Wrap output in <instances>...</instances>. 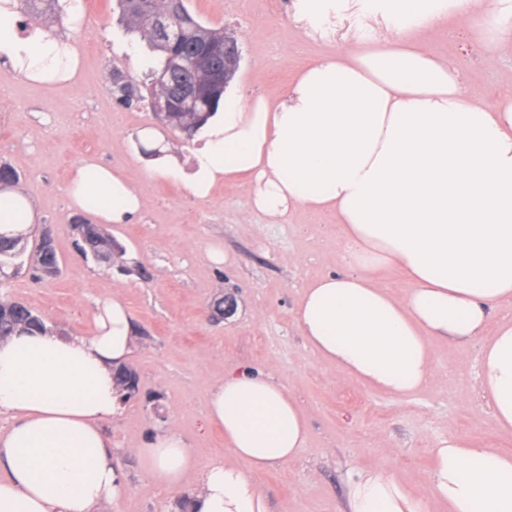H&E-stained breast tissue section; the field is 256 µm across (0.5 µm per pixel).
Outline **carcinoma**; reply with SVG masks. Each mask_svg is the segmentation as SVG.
Here are the masks:
<instances>
[{
	"instance_id": "carcinoma-1",
	"label": "carcinoma",
	"mask_w": 512,
	"mask_h": 512,
	"mask_svg": "<svg viewBox=\"0 0 512 512\" xmlns=\"http://www.w3.org/2000/svg\"><path fill=\"white\" fill-rule=\"evenodd\" d=\"M119 23L128 33L138 34L146 40L151 51L156 53L155 66L150 68V82L136 85L128 81V88L119 90L112 88V93L120 100H137L148 108H153L155 100L168 91L177 93L187 77H192L198 84L205 86L209 75L200 69L192 57L179 50L172 43H164L155 35L151 27V19L170 14L184 25L182 40L192 43L202 37L219 42L224 36V29L208 26L200 18L190 12L187 0H115ZM61 16L65 14V5L59 0H20V11L23 20L19 25L26 28H41L44 26V16L47 11ZM223 93L206 94L193 100L177 99L173 111L159 112L158 118L162 123L179 132L185 139H192L198 129L217 111ZM76 236L80 255L98 263L112 264L114 255L122 254L124 247L114 238L106 226L90 224L77 217L69 225ZM26 242L20 238L0 236V272L10 268L17 274L26 269L32 278L45 282L55 278L60 270V259L54 246L52 236L44 232L35 246L34 261L24 266ZM43 331L50 329L45 319L25 303L17 300H0V339L12 335L18 330ZM135 374L124 367L117 370L116 380L120 387L121 397L126 399L135 393L131 389L132 378Z\"/></svg>"
}]
</instances>
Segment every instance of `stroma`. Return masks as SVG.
<instances>
[{"label":"stroma","mask_w":512,"mask_h":512,"mask_svg":"<svg viewBox=\"0 0 512 512\" xmlns=\"http://www.w3.org/2000/svg\"><path fill=\"white\" fill-rule=\"evenodd\" d=\"M271 2H187L201 20L235 31L242 59L229 89L244 100L284 89L298 69L339 44L332 36H308ZM112 7V0H88L80 18L48 21L47 34L79 56L70 82L27 83L0 62V165L18 173L19 190L39 224L51 228L60 258L59 274L45 283L24 273L0 277V299L25 302L66 334H90L93 311L115 296L132 320L136 348L127 366L138 392L103 424L127 477L112 512H185L197 478L166 492L146 475L136 450L153 431L171 427L199 464L227 456L223 431L204 424L207 401L214 382L244 368L289 390L310 423L299 456L260 477L269 512H342L356 468L389 470L414 495L427 497L430 450L447 435L512 453V434L495 427L482 391L483 338L433 343L435 377L404 398L348 376L306 343L292 316L303 288L351 270L332 219L299 209L287 223L269 224L251 212L243 184H220L199 198L148 170L138 142L141 129L156 122L143 105L117 103L112 71L142 80L151 52L145 40L125 33ZM461 28L446 21L425 45L467 70L470 92L495 105L512 89V48L483 60L474 42L454 39ZM91 159L123 175L143 199L137 223L110 227L125 249L112 267L84 260L68 229L79 215L97 220L66 194L77 168ZM215 246L223 263L209 256ZM227 295L235 299L234 313L207 321L206 308Z\"/></svg>","instance_id":"obj_1"}]
</instances>
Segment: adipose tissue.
<instances>
[{"label":"adipose tissue","instance_id":"obj_1","mask_svg":"<svg viewBox=\"0 0 512 512\" xmlns=\"http://www.w3.org/2000/svg\"><path fill=\"white\" fill-rule=\"evenodd\" d=\"M0 0V58L32 83L72 78L79 58L36 30L20 36ZM374 21L372 36L345 38L301 68L277 99L228 98L195 136L186 188L204 197L244 182L253 210L285 223L302 208L335 216L354 274L320 277L294 318L318 356L372 388L411 395L434 377L429 342L483 335L492 311L512 302V92L487 106L467 77L419 40L449 16H478L472 35L492 58L512 44V0H296V23L331 29L349 10ZM71 202L102 199L104 223L132 224L142 197L120 174L79 168ZM34 210L0 191V235L30 237ZM394 267L409 288L393 297L373 278ZM89 336L17 333L0 341V512H103L125 491L102 430L120 407L114 379L135 348L121 298L99 304ZM481 387L502 431H512V319L500 320L481 359ZM210 424L229 458L199 466L172 428L137 454L165 489L196 474L193 512H268L259 478L305 447L308 420L292 394L261 373L225 375L210 390ZM432 499L448 512H512V455L455 436L431 450ZM343 512H428L384 469L358 471Z\"/></svg>","mask_w":512,"mask_h":512}]
</instances>
